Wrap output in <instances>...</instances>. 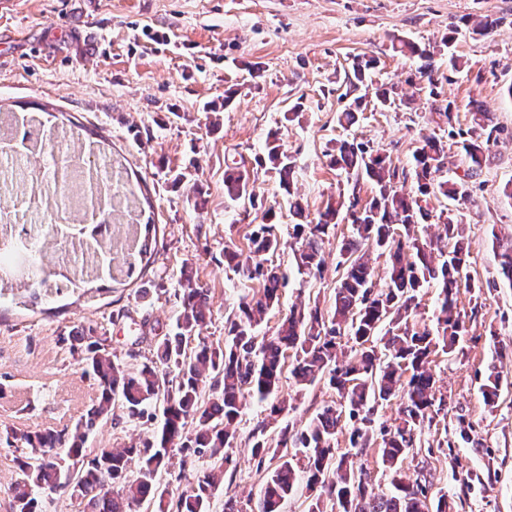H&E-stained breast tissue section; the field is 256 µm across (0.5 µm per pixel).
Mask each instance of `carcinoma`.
<instances>
[{
    "label": "carcinoma",
    "mask_w": 512,
    "mask_h": 512,
    "mask_svg": "<svg viewBox=\"0 0 512 512\" xmlns=\"http://www.w3.org/2000/svg\"><path fill=\"white\" fill-rule=\"evenodd\" d=\"M454 37L441 44L421 47L403 39L392 44L394 52L416 57V73L427 83L428 96L446 119L448 136L468 162L464 174L443 176L448 164L447 145L434 136L424 139L413 154L411 172L396 166L391 157L355 138L336 141L327 152L330 165L344 174L347 194L326 204L314 217L306 214L303 198L294 193L295 165L282 149L277 134L268 136L264 163L275 170L288 196L289 210L300 222L293 225V269L301 277L317 278L324 271L325 240L336 225L348 221L350 234L343 240L337 267L343 273L334 289L333 306L292 307L275 329L261 332L270 312L279 305L291 273L274 265L271 257L284 245L275 208L261 213L247 237V250L224 247V262L258 291L242 296L238 313L224 325V344L204 335L210 315V290L193 268L185 266L174 296L179 311L171 333L156 342L155 359L130 372L112 360L105 339L92 328L77 327L69 336L70 350L86 365L98 388L97 404L70 429L20 430L0 433V444L21 453L12 483L10 512H40L35 491L79 500L84 512H136L150 501L156 512H211V499L224 485V449L240 436V422L248 405L270 406L250 434L252 456L278 459L268 472L257 497L246 502L229 495L224 512H281L299 484L306 479L307 512H450L445 493L433 495L424 475L411 479L403 474V462L415 447L425 422L445 409L437 396L430 357L440 349L448 355L459 351L467 335L458 310L461 291L479 290L467 274L469 252L464 227L447 222L436 239L419 232L429 210L430 198L465 201L472 193L471 179L481 171L485 152L501 129L489 113L470 104V126L455 128L457 104L435 78V57L448 54V66L457 71L460 59L452 51ZM377 60L361 57L352 64L345 104L338 113L340 126L348 128L363 111L367 80ZM375 96L384 107L403 102L397 87H381ZM412 177L416 194L398 186ZM372 186V196L361 202V184ZM224 197L236 204L255 206L247 171L231 168L224 174ZM153 224L139 228L136 262L140 273L152 264L156 247ZM499 273L512 287V240L499 245ZM385 256L383 285L376 282L372 255ZM436 287L437 335L415 320L419 295ZM384 355H378L377 343ZM291 360L294 384L306 388L322 382L337 391L345 409L321 408L301 429L286 424L271 438L267 428L288 411V399L280 395L283 369ZM507 376L489 366L481 390L485 403L495 407ZM401 403L391 426L378 421L379 407L395 397ZM122 401L128 418L155 424L151 437L121 448L85 447L89 434L101 419L113 417L112 406ZM351 422L350 449L336 452V436L342 413ZM454 435L480 453L472 423L457 416ZM378 448L383 468L391 475L393 490L377 493L354 468L353 459L372 445ZM181 455L176 482L200 460L209 466L196 469L193 480L177 492L161 483L171 473L170 460ZM303 454L306 466L298 471L293 457Z\"/></svg>",
    "instance_id": "1"
}]
</instances>
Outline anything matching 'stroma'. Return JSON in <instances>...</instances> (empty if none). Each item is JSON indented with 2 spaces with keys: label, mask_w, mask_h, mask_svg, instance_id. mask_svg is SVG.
Segmentation results:
<instances>
[{
  "label": "stroma",
  "mask_w": 512,
  "mask_h": 512,
  "mask_svg": "<svg viewBox=\"0 0 512 512\" xmlns=\"http://www.w3.org/2000/svg\"><path fill=\"white\" fill-rule=\"evenodd\" d=\"M483 16L502 20L491 35L462 25ZM451 32L464 66L449 71L444 56L436 65L459 123L468 125L473 102L504 133L488 148L468 202L427 204L431 224L464 221L469 274L483 290L459 296L468 330L463 353L431 357L448 413L424 425L403 470L446 492L453 512H512V387L493 408L480 390L496 346L512 344V288L500 278L498 249L512 238V198L503 192L512 184V0H0V107L45 108L112 142L144 181L158 240L153 264L135 284L95 302L65 298L36 313L0 305V430H60L92 406L97 387L70 352L73 327L105 337L113 359L128 370L149 362L177 314L173 292L184 263L211 291L206 334L223 341L226 318L253 289L225 266V246H246L261 209L275 208L280 234L296 222L278 176L259 162L268 133L277 132L293 159L294 187L312 215L347 191L326 156L332 141L354 137L409 166L423 137L448 136L428 95L416 93L406 106L367 107L345 129L337 122L344 79L354 58L366 54L378 60L375 84L403 85L418 62L394 54L392 41L432 45ZM230 166L248 171L255 207L226 206ZM186 167L191 179L175 183ZM200 194L207 203L198 209ZM349 230L336 226L325 242L323 276L286 288L268 327L296 302L331 307L342 275L337 247ZM282 391L295 397L287 420L297 428L338 399L321 383L297 391L288 378ZM460 415L473 424L483 454L463 443L452 455L441 452ZM266 416L264 407H248L229 450L235 466L212 512H222L226 494L243 500L257 493L273 468V461L252 459L247 441ZM153 428L142 420L107 422L90 445L116 448L150 437ZM467 468L480 475L468 487L461 482Z\"/></svg>",
  "instance_id": "35a3bbf8"
}]
</instances>
